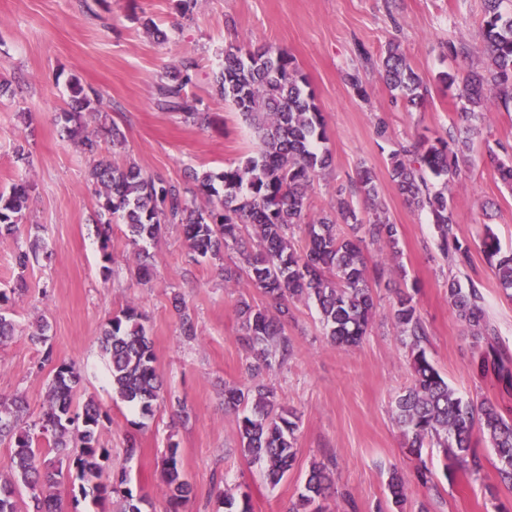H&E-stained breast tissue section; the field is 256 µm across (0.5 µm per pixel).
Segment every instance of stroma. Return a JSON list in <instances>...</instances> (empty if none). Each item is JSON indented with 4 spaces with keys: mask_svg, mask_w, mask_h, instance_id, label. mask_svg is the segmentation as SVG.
Instances as JSON below:
<instances>
[{
    "mask_svg": "<svg viewBox=\"0 0 512 512\" xmlns=\"http://www.w3.org/2000/svg\"><path fill=\"white\" fill-rule=\"evenodd\" d=\"M484 0H199L182 15L174 0H0V78L13 91L0 97V190L23 176L33 189L18 231L0 237V290L24 277L27 290L9 306L19 333L0 345V397L23 396L31 417L46 406L54 359L74 365L82 381L76 403L96 400L110 417L101 444L110 451L101 476L126 469L134 492L146 495L144 512H169L162 494L164 459L176 442L181 468L194 486L182 512H224L220 493L248 492L252 512H289L298 501L314 462L336 463V494L325 512H395L388 500L392 468L408 478L406 512H512V491L500 484L496 456L486 439L475 450L482 463L476 475L447 478L440 448L423 457L433 487L420 484L414 460L393 415L394 401L412 381L409 350L389 320L400 292L410 293L427 328V354L465 397L491 401L512 414V387L474 369L478 347L448 299L449 279L475 287L494 323L495 347L512 357V299L500 288L479 247L484 229L512 249V186L486 161L488 151L512 154V111L495 99L463 116L457 88L444 87L440 72L483 67L481 20ZM152 18L168 35L158 43L144 28ZM398 42L407 63L427 85L420 110L396 99L377 72L363 75L366 97L357 96L344 73L358 63L359 49L381 58ZM462 46L449 55L447 42ZM230 44H270L288 51L309 82L322 112L332 163L316 181L306 212L316 218L329 210L332 189L356 182L370 168L380 201L399 229L398 260L404 275L372 282L377 316L360 347L331 346L314 302L291 306L287 333L293 353L274 370L249 373L253 358L242 342L236 314L239 300L268 305L246 277L225 286L223 268L236 259L226 251L217 259L193 258L179 225H166L148 250L155 257L152 276L141 281L125 225L112 227L109 245L96 230L98 196L88 180L91 157L63 139L55 115L69 100L67 83L78 78L102 96L104 112L125 134L121 145L100 137L101 155L118 163L137 162L153 178L192 186L193 173L219 172L260 147L256 130L225 102L216 75ZM195 63L187 95L201 117L184 119L156 105V87L185 60ZM385 121L388 140L375 134ZM451 134L465 141L468 158L448 182L452 222L471 249V263L457 270L434 246V226L426 212L402 196L389 177L388 154L396 141ZM24 145L27 162L17 161ZM40 236L45 249L26 272L15 256ZM115 262L103 276V249ZM191 315L194 335H184L175 297ZM145 317L162 397L154 418L135 426V413L112 393L108 359L98 337L102 326L127 306ZM50 325L48 345L30 341L40 321ZM274 385L281 401L301 418L297 461L277 485L267 484L261 466L241 454L233 413L224 409V388L253 382ZM139 451L125 453L128 435ZM50 492L64 512H119L115 498L99 501L78 492L75 476L58 478Z\"/></svg>",
    "mask_w": 512,
    "mask_h": 512,
    "instance_id": "35a3bbf8",
    "label": "stroma"
}]
</instances>
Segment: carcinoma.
Wrapping results in <instances>:
<instances>
[{"mask_svg":"<svg viewBox=\"0 0 512 512\" xmlns=\"http://www.w3.org/2000/svg\"><path fill=\"white\" fill-rule=\"evenodd\" d=\"M504 0H485L483 20L484 52L488 59L482 71L441 72L438 81L457 86L462 111L481 109L492 91L504 108L512 107V11L502 8ZM189 66L168 75L158 85V106L196 119L194 100L185 95L190 81ZM381 80L400 93L412 108L421 107L427 86L406 62L399 45H388L379 70ZM224 100L232 103L257 130L261 148L257 155L231 163L221 172L195 175L196 191L189 199L181 186L156 180L130 162L117 166L98 153L96 135L87 130L85 117H99L100 98L90 97L76 77L69 84L67 108L57 121L68 138L75 140L93 158L89 172L99 188L98 215L102 224L103 275L111 272L108 251L112 222L128 228L140 278L147 280L152 256L145 243L155 240L164 224H179L192 253L201 258L216 257L231 244L240 246L239 265L224 268V282L245 274L274 305L260 306L241 300L236 312L248 350L257 361L255 368L271 370L288 361L292 354L286 332L290 303L312 300L318 306L324 335L336 347H356L367 336L376 316V304L369 284L367 244L383 243L391 251L398 245V226L386 216L378 202L379 186L368 168L358 172L362 194L373 201L371 215L363 217L353 206L346 188L336 189L334 210L313 221L306 220L308 189L331 166L326 141V124L307 78L294 65L287 51L272 45L251 47L230 45L224 49V63L216 75ZM390 177L397 190L432 219L436 246L448 263L466 267L470 248L458 238L448 201V178L461 170L463 154L448 140L426 137L399 145L388 155ZM489 160L500 179L512 185V160L496 153ZM439 184L432 183V180ZM32 185L17 178L9 190L0 191V236L17 232L28 209ZM306 237L303 249L295 246L296 231ZM481 251L494 269L499 285L512 298V252H502L497 237L488 229L480 236ZM0 290V344L15 336V323L4 308L9 294ZM448 298L458 317L478 340L489 341L495 328L488 320L476 289L463 291L455 281L448 285ZM392 324L404 337L412 362V383L396 400V421L403 430L405 447L418 461L417 476L428 482L429 468L422 449H443L444 471L452 479L459 473L476 474L480 462L472 449L479 434L488 438L497 456L500 483L512 486V418L494 403L468 401L449 386L429 359L424 343L427 330L408 293L397 296L390 311ZM137 307L130 305L113 316L99 338L110 358L112 391L134 409L140 418L135 426L154 416L162 382L156 367L153 342ZM477 369L512 378L504 362L482 351ZM79 372L70 364L53 369L49 403L42 415L24 416L20 398L0 399V444L13 448L9 476L0 479V512H62L59 501L44 494L43 488L57 478L76 472L83 496L120 498V512H143L146 496L135 494L125 471L112 476L108 484L98 482L109 451L100 438L108 416L92 400L78 407L74 397L80 384ZM224 406L235 414L240 448L245 458L262 464L263 475L277 485L296 461V411L281 405L274 387L229 386ZM334 485L332 470L323 463L311 465L299 496L296 512H322L321 501ZM29 501L20 503L22 490ZM391 503L405 512L404 477L393 471L388 481ZM169 512H180L191 498L193 487L185 479L178 459V445H168L162 489ZM225 512H251L249 494L241 499L224 496Z\"/></svg>","mask_w":512,"mask_h":512,"instance_id":"carcinoma-1","label":"carcinoma"}]
</instances>
